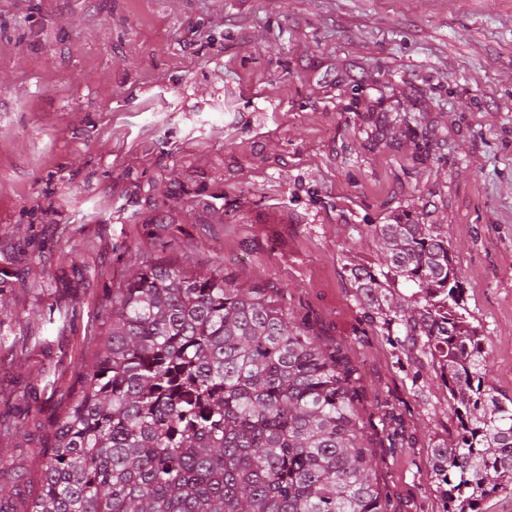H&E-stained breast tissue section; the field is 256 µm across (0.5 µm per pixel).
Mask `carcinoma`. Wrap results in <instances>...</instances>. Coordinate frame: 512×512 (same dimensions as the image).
I'll return each mask as SVG.
<instances>
[{
	"label": "carcinoma",
	"mask_w": 512,
	"mask_h": 512,
	"mask_svg": "<svg viewBox=\"0 0 512 512\" xmlns=\"http://www.w3.org/2000/svg\"><path fill=\"white\" fill-rule=\"evenodd\" d=\"M360 233L377 249L350 268L366 322L427 350L448 390L444 512H487L512 492V397L485 384L448 239L401 220ZM283 296L220 267L142 265L112 292L108 336L40 449L26 512H391L354 369ZM379 422L403 447L401 421Z\"/></svg>",
	"instance_id": "1"
}]
</instances>
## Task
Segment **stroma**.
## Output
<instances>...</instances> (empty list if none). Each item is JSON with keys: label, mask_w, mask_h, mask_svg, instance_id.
<instances>
[{"label": "stroma", "mask_w": 512, "mask_h": 512, "mask_svg": "<svg viewBox=\"0 0 512 512\" xmlns=\"http://www.w3.org/2000/svg\"><path fill=\"white\" fill-rule=\"evenodd\" d=\"M399 114L429 154L384 136ZM397 216L447 235L512 397V0H0V394L50 372L8 414L0 481L31 498L113 288L163 260L287 287L361 410L405 420L407 447L371 435L394 512H442L440 372L366 324L349 279L375 256L359 226Z\"/></svg>", "instance_id": "1"}]
</instances>
